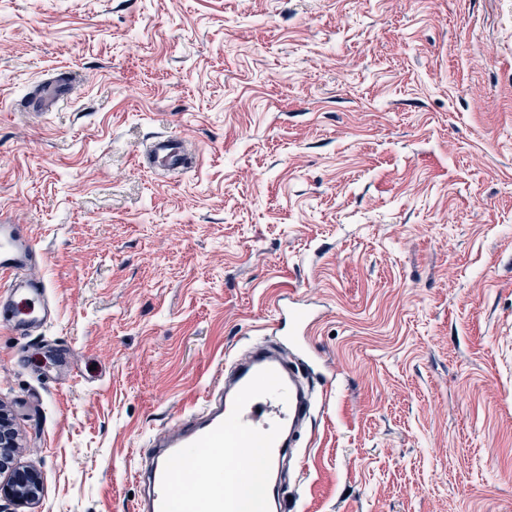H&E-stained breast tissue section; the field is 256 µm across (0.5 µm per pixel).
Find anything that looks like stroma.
Listing matches in <instances>:
<instances>
[{"label":"stroma","instance_id":"obj_1","mask_svg":"<svg viewBox=\"0 0 512 512\" xmlns=\"http://www.w3.org/2000/svg\"><path fill=\"white\" fill-rule=\"evenodd\" d=\"M163 134L192 168L141 166ZM0 213L57 309L0 328L40 481L0 512H135L280 303L319 396L284 512H512V0H0ZM73 89L74 78L69 72L63 71L47 87L34 90L31 97H28V94L16 100L13 108L17 112H27L30 106L33 109L39 110L45 102L54 101L58 103L61 100L68 99ZM277 314L281 316L280 319H282V316L284 315V323H286L288 315L290 327L293 329L295 336H307L310 328L315 322V318L309 311L300 312L291 308L286 311L282 306H280V309H277Z\"/></svg>","mask_w":512,"mask_h":512}]
</instances>
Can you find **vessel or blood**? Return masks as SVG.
<instances>
[{"mask_svg": "<svg viewBox=\"0 0 512 512\" xmlns=\"http://www.w3.org/2000/svg\"><path fill=\"white\" fill-rule=\"evenodd\" d=\"M73 89L74 79L64 71L47 87L16 100L13 108L37 110L46 102L68 99ZM142 159L154 171L175 175L192 155L183 138L163 135L146 147ZM38 257V244L26 225L0 219V326L17 335L43 328L55 317L48 285L35 272ZM312 402L287 352L255 343L219 387L208 391L200 411L148 440V465L137 474L147 489L141 512H172L176 506L182 512H237L232 493L179 503L174 488L179 482L209 486L249 480L250 468L233 464L245 448L263 449L267 480L261 494L278 499L290 436Z\"/></svg>", "mask_w": 512, "mask_h": 512, "instance_id": "b4317fda", "label": "vessel or blood"}]
</instances>
